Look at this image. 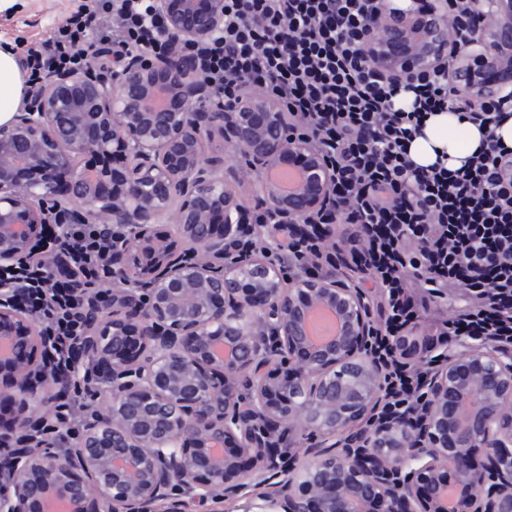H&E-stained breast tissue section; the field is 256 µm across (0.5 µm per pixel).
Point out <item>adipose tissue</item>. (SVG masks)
Masks as SVG:
<instances>
[{
  "label": "adipose tissue",
  "mask_w": 512,
  "mask_h": 512,
  "mask_svg": "<svg viewBox=\"0 0 512 512\" xmlns=\"http://www.w3.org/2000/svg\"><path fill=\"white\" fill-rule=\"evenodd\" d=\"M26 77L12 53L0 50V124L8 122L22 102ZM486 129L480 128L459 112H435L423 122L418 136L410 143L408 154L414 164H443L458 168L487 144Z\"/></svg>",
  "instance_id": "ef3b65f1"
}]
</instances>
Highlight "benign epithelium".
<instances>
[{"mask_svg":"<svg viewBox=\"0 0 512 512\" xmlns=\"http://www.w3.org/2000/svg\"><path fill=\"white\" fill-rule=\"evenodd\" d=\"M381 2L366 53L383 77L441 72L454 111L512 103V0H482L461 49L456 0ZM153 18L163 48L95 47L101 64L46 73L0 124V512H220L253 496L257 512H512V352L483 336L450 348L421 323L385 336L353 276L288 275L216 151L240 152L270 224L323 212L333 168L280 101L227 103L195 77L224 0H150ZM281 171L298 175L287 190ZM73 223L112 245L82 285L112 302L87 307L65 369L8 272L46 269L49 301L68 245L47 230ZM318 310L334 335H310ZM394 368L421 371L420 411L387 405ZM77 388L96 407L57 451ZM471 4L469 13L467 9L459 8L448 15V29L450 30L451 37L457 42H463L464 39L477 30L478 24L481 21V16L477 14L472 2L478 0H466Z\"/></svg>","mask_w":512,"mask_h":512,"instance_id":"1","label":"benign epithelium"}]
</instances>
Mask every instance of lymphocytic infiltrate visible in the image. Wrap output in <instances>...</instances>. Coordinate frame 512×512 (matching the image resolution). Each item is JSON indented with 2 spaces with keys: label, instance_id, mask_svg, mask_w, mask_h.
I'll return each mask as SVG.
<instances>
[{
  "label": "lymphocytic infiltrate",
  "instance_id": "f902f5d3",
  "mask_svg": "<svg viewBox=\"0 0 512 512\" xmlns=\"http://www.w3.org/2000/svg\"><path fill=\"white\" fill-rule=\"evenodd\" d=\"M224 9L223 38L196 49L201 78L230 96L246 88L281 99L337 172L336 209L322 218L335 225V239L321 241L320 226H269L285 246L284 259L294 257L300 240L308 243L307 267L317 271L332 254L349 255L380 280L382 316L392 332L429 318L436 336L448 341L488 332L512 346V180L499 166L505 148L484 149L457 170L419 167L407 156V140L447 105L444 76L409 83L376 73L363 47L369 0H224ZM141 34L135 17L114 13L102 0L29 49L24 65H75L88 60L95 40ZM403 91L413 97L407 111L394 103ZM68 235L70 264L87 280L100 278L95 229L74 224ZM419 240L429 241L426 254L414 251ZM54 287L58 316L51 330L64 341L60 361L69 363L82 328L78 283L61 275ZM443 288L462 291L467 309L445 317L434 305Z\"/></svg>",
  "mask_w": 512,
  "mask_h": 512
}]
</instances>
